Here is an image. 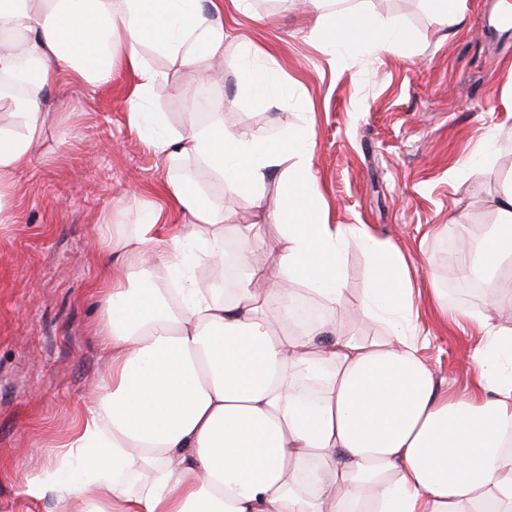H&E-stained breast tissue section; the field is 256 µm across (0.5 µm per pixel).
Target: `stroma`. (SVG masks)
I'll list each match as a JSON object with an SVG mask.
<instances>
[{"instance_id":"obj_1","label":"stroma","mask_w":512,"mask_h":512,"mask_svg":"<svg viewBox=\"0 0 512 512\" xmlns=\"http://www.w3.org/2000/svg\"><path fill=\"white\" fill-rule=\"evenodd\" d=\"M497 2L461 0L464 25L453 32L435 23L425 0H348L358 11L400 17L407 36L395 51L353 45L335 57L310 33L307 0H250L246 12L224 13L223 68L210 81L145 48L161 75L151 107L175 132L232 99L252 50L267 52L268 73L285 93L226 109L225 128H311L328 223L367 225L401 251L420 356L440 387L460 394L475 385L472 356L483 334L439 316L424 271L444 273L449 307L487 306L483 290L447 278L454 241L436 229L461 211L469 229L494 223L488 198L512 178V130L502 126L512 41L493 43L484 30ZM134 83L118 65L109 86L63 82L46 92L42 141L18 184L13 219L0 226V512H56L51 494L22 488L55 466L58 444L105 370L91 242L106 225L139 223L175 172L129 124ZM177 172L222 206L227 228L251 222L233 188L202 164L189 160Z\"/></svg>"}]
</instances>
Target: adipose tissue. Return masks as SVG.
Masks as SVG:
<instances>
[{"mask_svg": "<svg viewBox=\"0 0 512 512\" xmlns=\"http://www.w3.org/2000/svg\"><path fill=\"white\" fill-rule=\"evenodd\" d=\"M228 4L241 11L246 0H0V99L16 118L0 124V212L42 138L45 91L63 79L109 84L121 63L136 78L137 131L170 161L200 160L253 214L234 229L245 274L228 298L200 275L223 269L225 230L194 180L163 186L190 223L161 263L144 254L166 221L163 208L147 209L134 229H108L105 254L125 259L96 290L109 369L55 468L24 493L51 491L59 512H512V325L494 320L501 304L512 305V292L497 291L502 267L512 265V180L490 201L495 223L457 237L456 275L487 289L489 306L449 311L440 275L430 278L435 309L485 337L473 355L476 386L459 395L438 388L418 354L411 273L399 250L366 225L326 222L310 130H229L214 112L168 133L148 110L160 75L146 42L185 65L219 59L217 17ZM312 32L334 54L355 42L393 51L406 38L399 17L347 8L316 17ZM273 182L272 212L265 190ZM274 214L281 281L271 288L249 257L266 245ZM204 237L208 249L184 266V251ZM353 247L371 271L357 296L343 275ZM298 283L325 316L296 330L288 305ZM340 311L346 322H337ZM366 317L386 325L384 338L355 335Z\"/></svg>", "mask_w": 512, "mask_h": 512, "instance_id": "obj_1", "label": "adipose tissue"}]
</instances>
